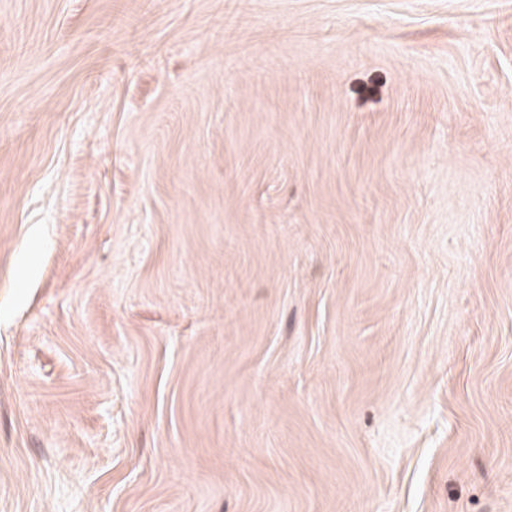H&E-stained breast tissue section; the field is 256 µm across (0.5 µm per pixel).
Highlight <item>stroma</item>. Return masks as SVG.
Returning <instances> with one entry per match:
<instances>
[{"label": "stroma", "instance_id": "obj_1", "mask_svg": "<svg viewBox=\"0 0 512 512\" xmlns=\"http://www.w3.org/2000/svg\"><path fill=\"white\" fill-rule=\"evenodd\" d=\"M0 512H512V0H0Z\"/></svg>", "mask_w": 512, "mask_h": 512}]
</instances>
